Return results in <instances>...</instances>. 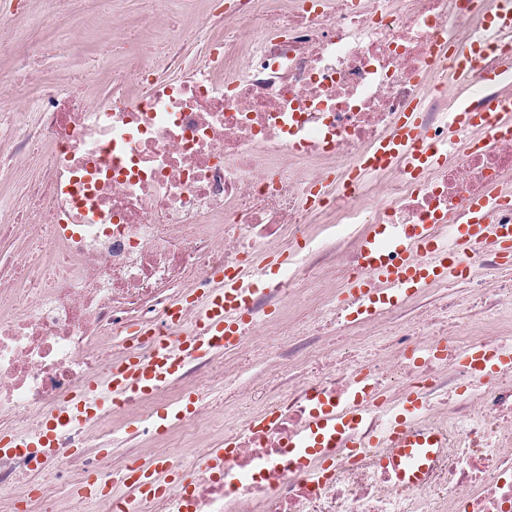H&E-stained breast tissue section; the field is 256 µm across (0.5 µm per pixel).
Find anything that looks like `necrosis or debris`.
<instances>
[{"label":"necrosis or debris","mask_w":512,"mask_h":512,"mask_svg":"<svg viewBox=\"0 0 512 512\" xmlns=\"http://www.w3.org/2000/svg\"><path fill=\"white\" fill-rule=\"evenodd\" d=\"M206 3L199 46L175 15L148 12L160 56L121 46L118 70L83 64L62 91L41 82L35 60L42 34L83 33L69 0H54L22 53L8 28L17 0H0V58L11 61L0 68V433L34 435L84 386H107L128 352L150 357L160 337L176 345L197 316L184 293H204L215 271L264 281L259 254H289L232 347L61 431L43 463L0 453V489L19 493L0 498V512L21 501L29 512H512V372L478 377L462 362L473 345L512 342V265L490 244L452 252L457 274L428 285L446 297L443 313L407 322L402 301L358 322L346 315L362 239L429 224L445 246L470 199L512 190V132L476 149L475 129L448 127L461 105H512V79L454 91L445 45L478 41L483 18L465 0ZM103 82L111 95L86 93ZM412 105L441 161L416 178L400 162L350 183ZM317 183L326 193L313 204ZM317 280L328 287L314 316L343 343L288 325ZM378 341L387 353H371ZM223 382L240 384L238 411L213 436L205 397ZM190 392L197 410L177 413ZM320 396L340 413L365 407L327 468L292 446ZM413 396L416 423L444 433L448 449L428 484L405 490L373 459ZM161 407L174 409L173 425L153 426ZM223 446V471L201 467ZM141 447L182 469L187 487L167 489L161 470L160 494L143 498L125 480L153 464ZM90 473L101 489L92 497Z\"/></svg>","instance_id":"4bbe7bcc"}]
</instances>
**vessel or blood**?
<instances>
[{"label": "vessel or blood", "mask_w": 512, "mask_h": 512, "mask_svg": "<svg viewBox=\"0 0 512 512\" xmlns=\"http://www.w3.org/2000/svg\"><path fill=\"white\" fill-rule=\"evenodd\" d=\"M484 54L480 46L449 48L448 55L458 78L470 79L481 76L479 63ZM454 125L475 126L483 134H497L512 128V122L496 118L491 112H476L459 108L453 114ZM438 150L424 141L422 128L415 109L402 112L394 132L365 155L354 170L353 179L380 167L406 161L411 173L439 163ZM497 201L494 197L473 199L468 205L467 223L459 225L456 246H473L485 241L487 228L492 224ZM431 246L428 226H420L416 241H409L402 233L382 230L365 238L361 250L368 262V269L377 278L395 283L400 292L409 294L420 291L429 282L446 278L451 270L445 262L420 263L414 260L415 245ZM213 279L214 289L200 298V313L194 328L182 336L177 348L160 344L155 357L146 361L139 356H127L120 369L113 371L107 387L88 386L75 395L67 413L52 417L36 438L26 439L15 434L0 437V452L18 448H31L43 453L52 448L63 424H75L95 418L114 396H131L156 389L180 369L183 358L198 356L210 351L215 342L225 345L237 342L243 324L250 313L253 296L258 293L257 284L243 286L240 277L217 272ZM357 300L350 305L351 317L367 316L374 308L389 303V296L370 288L366 281H359L354 289ZM475 371L495 374L512 368V348L490 350L475 345L465 357ZM417 398H410L401 409L402 421L395 424L390 433L394 444L391 453L382 458L380 466L386 476L405 489L426 483L433 475L439 458L446 447L444 438L426 428H409L404 421L418 408ZM351 423L341 418L335 409L319 407L315 421L299 442L303 448H326L330 443L348 433Z\"/></svg>", "instance_id": "obj_1"}]
</instances>
